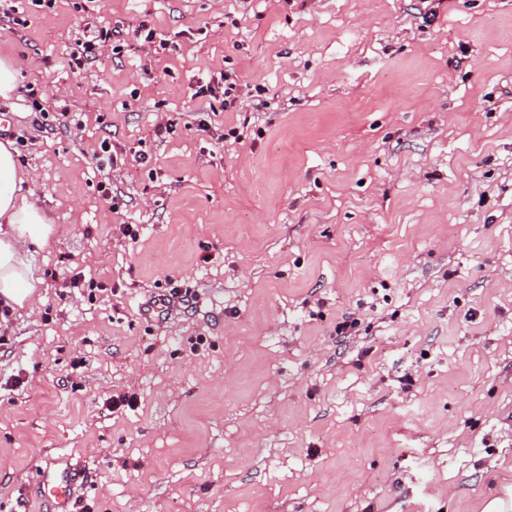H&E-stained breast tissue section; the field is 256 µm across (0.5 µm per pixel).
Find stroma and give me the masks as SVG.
Masks as SVG:
<instances>
[{"label": "stroma", "mask_w": 512, "mask_h": 512, "mask_svg": "<svg viewBox=\"0 0 512 512\" xmlns=\"http://www.w3.org/2000/svg\"><path fill=\"white\" fill-rule=\"evenodd\" d=\"M15 7L0 141L55 241L0 314V512L59 459L74 512H482L512 483V0ZM222 71L234 107L201 111ZM104 140L148 167L98 172ZM120 32L116 29H107L102 28L100 30L95 31L94 35L91 39H88L84 42L78 41L77 46L81 47L78 51L71 52L70 55V63L75 65L77 68H81L83 64V60H88L89 58H93L96 54L97 49L100 46H103L114 38V36H119ZM237 86V76H233L232 74H228L225 72H219V78L215 80L213 77L204 85H199L198 89H196L191 97L192 98H200L201 100H214L217 99L218 94L220 93V89H222V95L224 99H222V104L224 105V111L235 103V100L238 98V95L235 94V89Z\"/></svg>", "instance_id": "35a3bbf8"}]
</instances>
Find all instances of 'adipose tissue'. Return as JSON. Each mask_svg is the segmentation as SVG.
Wrapping results in <instances>:
<instances>
[{
	"label": "adipose tissue",
	"instance_id": "1",
	"mask_svg": "<svg viewBox=\"0 0 512 512\" xmlns=\"http://www.w3.org/2000/svg\"><path fill=\"white\" fill-rule=\"evenodd\" d=\"M11 144L0 142V304H31L39 285L32 275V254L48 249L54 226L23 191Z\"/></svg>",
	"mask_w": 512,
	"mask_h": 512
}]
</instances>
